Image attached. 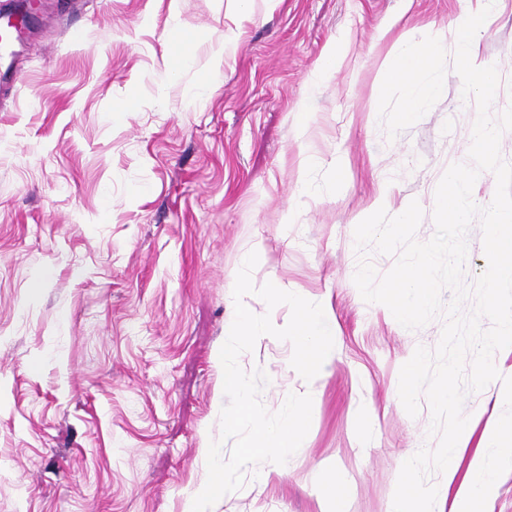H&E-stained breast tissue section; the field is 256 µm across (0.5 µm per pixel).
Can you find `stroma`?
Here are the masks:
<instances>
[{"mask_svg": "<svg viewBox=\"0 0 512 512\" xmlns=\"http://www.w3.org/2000/svg\"><path fill=\"white\" fill-rule=\"evenodd\" d=\"M481 0H254L222 87L199 98L234 0H40L0 53V512H186L205 485L226 402L220 350L242 256L266 251L273 283L328 307L333 370L315 385L293 347L256 341L277 411L311 394L301 448L246 471L211 512H323L318 487L342 474L344 512H393L404 457L435 448L431 414L397 392L442 322L409 330L353 277L354 230L418 201V241L435 231V190L468 160L474 98L449 74L435 105L388 137L378 102L396 37L456 46L463 6ZM190 38L193 53L176 48ZM496 66L493 109L512 105V0H495L476 42ZM335 65L316 78L322 58ZM500 373L467 416H501Z\"/></svg>", "mask_w": 512, "mask_h": 512, "instance_id": "35a3bbf8", "label": "stroma"}]
</instances>
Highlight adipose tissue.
Instances as JSON below:
<instances>
[{"label": "adipose tissue", "mask_w": 512, "mask_h": 512, "mask_svg": "<svg viewBox=\"0 0 512 512\" xmlns=\"http://www.w3.org/2000/svg\"><path fill=\"white\" fill-rule=\"evenodd\" d=\"M251 18L252 0H236V8L224 32V44L215 56V66L200 84L201 93L206 94L217 88L220 64L228 51L235 48L244 22ZM474 427L471 421L454 425L449 432L448 446L439 458L449 480L459 483L448 512H485L496 493L499 475L505 471L512 472V418L488 420L482 443L472 452L468 446ZM465 452L470 453L471 458L465 476L461 477L457 474V461Z\"/></svg>", "instance_id": "1"}]
</instances>
